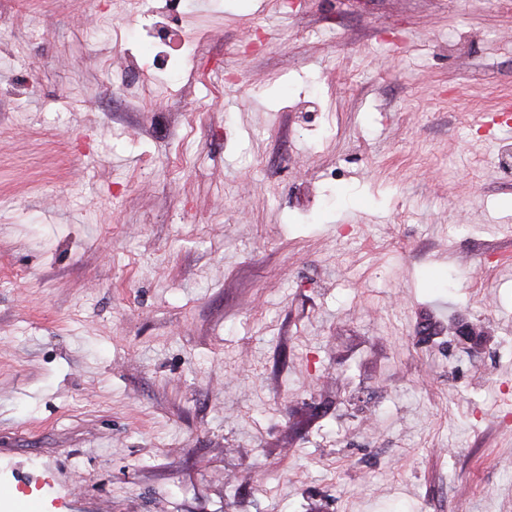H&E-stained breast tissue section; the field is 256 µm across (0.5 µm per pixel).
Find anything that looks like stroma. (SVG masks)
I'll list each match as a JSON object with an SVG mask.
<instances>
[{
    "mask_svg": "<svg viewBox=\"0 0 512 512\" xmlns=\"http://www.w3.org/2000/svg\"><path fill=\"white\" fill-rule=\"evenodd\" d=\"M149 8L0 0V512H512V0Z\"/></svg>",
    "mask_w": 512,
    "mask_h": 512,
    "instance_id": "35a3bbf8",
    "label": "stroma"
}]
</instances>
